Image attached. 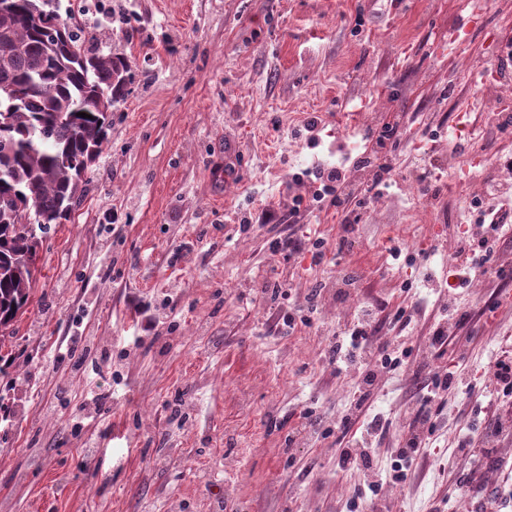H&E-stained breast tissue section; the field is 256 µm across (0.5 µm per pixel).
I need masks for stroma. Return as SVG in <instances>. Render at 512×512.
Wrapping results in <instances>:
<instances>
[{"label": "stroma", "mask_w": 512, "mask_h": 512, "mask_svg": "<svg viewBox=\"0 0 512 512\" xmlns=\"http://www.w3.org/2000/svg\"><path fill=\"white\" fill-rule=\"evenodd\" d=\"M80 10L100 54L127 57L133 80L112 107L108 146L71 223L44 241L38 298L20 316L16 360L0 374V512H369L360 474L337 467L363 426L342 419L357 380L327 366L330 341L362 303L411 313L393 332L409 357L380 381L371 412L389 433L390 468L407 433L403 412L429 370L490 371L512 338V218L477 223L473 201L512 206V0H59ZM318 117L312 136L300 128ZM390 186L355 213H300L330 248L323 261L272 254L281 216L311 197L295 173L351 161L350 187L375 170L380 128ZM237 148L224 186L225 141ZM428 185L412 194L410 185ZM248 218V236L237 233ZM489 238L475 279L452 275L455 231ZM296 299L319 289L309 323L281 335L264 282ZM483 281L475 290L474 281ZM437 324L452 339L425 350ZM143 344H135V337ZM110 366L84 375L100 351ZM92 393L110 411L91 417ZM482 390L442 394V430L401 486L383 484V512H478L502 491L512 512V429L487 435ZM319 436L289 444L301 410ZM490 438L491 455L453 458L461 429Z\"/></svg>", "instance_id": "obj_1"}]
</instances>
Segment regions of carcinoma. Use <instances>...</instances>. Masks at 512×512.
I'll list each match as a JSON object with an SVG mask.
<instances>
[{
	"instance_id": "1",
	"label": "carcinoma",
	"mask_w": 512,
	"mask_h": 512,
	"mask_svg": "<svg viewBox=\"0 0 512 512\" xmlns=\"http://www.w3.org/2000/svg\"><path fill=\"white\" fill-rule=\"evenodd\" d=\"M10 2L0 10V349L36 294L38 247L72 220L131 80L126 57L86 48L76 18Z\"/></svg>"
}]
</instances>
